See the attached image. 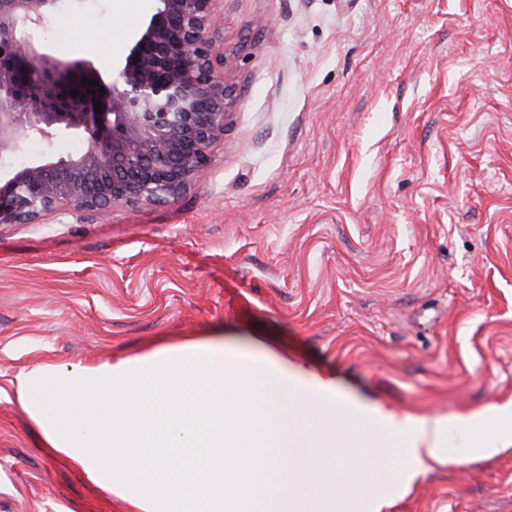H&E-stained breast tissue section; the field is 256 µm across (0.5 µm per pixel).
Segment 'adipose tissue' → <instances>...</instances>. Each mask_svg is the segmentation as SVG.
Listing matches in <instances>:
<instances>
[{
    "label": "adipose tissue",
    "instance_id": "ef3b65f1",
    "mask_svg": "<svg viewBox=\"0 0 512 512\" xmlns=\"http://www.w3.org/2000/svg\"><path fill=\"white\" fill-rule=\"evenodd\" d=\"M17 399L44 446L136 512H331L349 472L325 429L345 413L361 459L372 439L411 481L433 466L512 448V399L448 416L400 414L337 392L310 362L246 354L220 336L159 343L95 367L24 368Z\"/></svg>",
    "mask_w": 512,
    "mask_h": 512
}]
</instances>
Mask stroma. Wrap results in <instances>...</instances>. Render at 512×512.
Returning <instances> with one entry per match:
<instances>
[{
    "mask_svg": "<svg viewBox=\"0 0 512 512\" xmlns=\"http://www.w3.org/2000/svg\"><path fill=\"white\" fill-rule=\"evenodd\" d=\"M153 0H87L33 39L104 80ZM237 90L176 200L0 224V512H128L50 456L24 367L222 333L445 415L512 397V0H220ZM335 512H512V450L402 483L352 466Z\"/></svg>",
    "mask_w": 512,
    "mask_h": 512,
    "instance_id": "stroma-1",
    "label": "stroma"
}]
</instances>
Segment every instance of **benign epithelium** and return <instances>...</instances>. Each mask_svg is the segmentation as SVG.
Segmentation results:
<instances>
[{"label": "benign epithelium", "mask_w": 512, "mask_h": 512, "mask_svg": "<svg viewBox=\"0 0 512 512\" xmlns=\"http://www.w3.org/2000/svg\"><path fill=\"white\" fill-rule=\"evenodd\" d=\"M61 0H0V224H36L80 212L94 218L116 203L175 199L224 139L235 91L218 50V0H154L106 92L86 61L57 59L31 31ZM98 85L101 112L72 91ZM102 122H97V119ZM81 131L75 155L51 153L16 168L11 158L33 138L52 143Z\"/></svg>", "instance_id": "7a95c632"}]
</instances>
